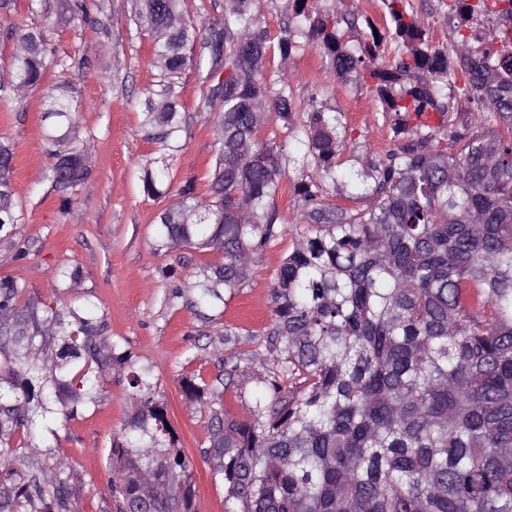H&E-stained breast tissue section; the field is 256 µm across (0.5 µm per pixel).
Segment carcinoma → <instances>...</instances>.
I'll list each match as a JSON object with an SVG mask.
<instances>
[{"label":"carcinoma","mask_w":512,"mask_h":512,"mask_svg":"<svg viewBox=\"0 0 512 512\" xmlns=\"http://www.w3.org/2000/svg\"><path fill=\"white\" fill-rule=\"evenodd\" d=\"M151 39L158 90L143 103L149 139L174 151L184 116L179 79L195 69L198 110L215 133L207 195L176 193L158 217L159 247L201 248L222 260L200 269L193 287L209 307L249 279L255 258L285 231L275 207L289 169L304 223L276 270L270 368L256 376L224 361V387L256 380L252 419L213 412L203 451L224 479V512H512V48L477 25L494 15L512 27V0H448L456 20L451 49L436 46L410 0H380L385 24L320 0H291L295 28L278 41L281 67L266 74L271 46L258 30L260 0H212L189 18L187 0H130ZM85 0H58L42 25L15 33L8 73L19 99L70 56L46 54V28L86 13ZM394 64L378 63L386 44ZM314 44L330 72L375 91L396 150H366L338 170L342 114H299L288 60ZM473 64L458 83L448 53ZM458 94L479 106L474 126L449 137L444 117ZM51 130L46 178L66 212L89 170V145L76 135L77 109L48 91ZM276 116L299 153L264 137ZM13 152L0 143V245L13 243L22 212L10 182ZM169 168H147V194L171 193ZM342 182L367 201L359 210L323 201ZM59 285L80 269L58 268ZM0 277V512H70L61 475L16 477L12 442L42 441L97 403L100 384L129 370L133 414L112 434L104 493L116 512H194L190 462L167 403L146 367L102 336L93 306L63 297L26 298ZM182 390L207 404L213 388L186 378Z\"/></svg>","instance_id":"carcinoma-1"}]
</instances>
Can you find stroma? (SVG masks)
I'll list each match as a JSON object with an SVG mask.
<instances>
[{"label":"stroma","instance_id":"obj_1","mask_svg":"<svg viewBox=\"0 0 512 512\" xmlns=\"http://www.w3.org/2000/svg\"><path fill=\"white\" fill-rule=\"evenodd\" d=\"M87 21L50 30L47 46L54 55H69L78 68L49 71L45 81L15 102L7 79L14 51L12 25L36 26L29 0H0V142L13 152L12 186L22 206L19 237L29 250L26 260L14 258L10 246L0 247V277L18 278L28 296L53 301L60 295L55 273L76 266L82 280L70 300L91 303L113 343L132 352L138 365L151 368L168 405V418L180 436L191 462L195 484V512H224V481L212 472L203 456L210 445L213 412L250 419V388H224V360L235 355L263 372L268 355L264 336L271 323L274 274L293 248V224L303 203L285 189L276 207L289 226L254 264L239 292L223 310L198 303L193 289H184L175 306L164 302V272L174 268L178 279L191 280L198 268L217 262L218 254L199 249L167 250L155 240L156 218L173 201V190L195 184L205 191L213 163L215 134L197 103L201 84L194 70L180 80L179 101L184 115L181 150L170 169L172 191L152 196L143 189L142 166L162 161L163 150L152 143L142 123V103L157 81L148 60L150 38L139 33L125 0H97ZM436 46H449L454 22L442 0H411ZM293 93L298 105H317L340 112L350 140L338 157L351 167L352 155L370 150L385 155L395 149L389 122L369 87L337 83L320 52L309 47L292 56ZM62 87L79 108L78 132L91 140L90 172L72 191V204L60 211V194L44 177L49 163L43 151L49 125L46 91ZM246 329L239 344L224 340L225 325ZM200 377L214 385V406L184 399L180 382ZM125 375L105 381L96 405L57 430L49 447L35 450L25 436H17L12 466L26 475L61 469L73 486L71 512H111L103 493L108 478L106 455L113 431L128 413Z\"/></svg>","mask_w":512,"mask_h":512}]
</instances>
